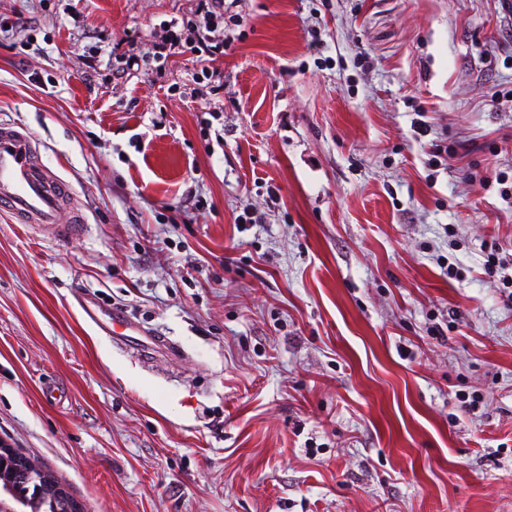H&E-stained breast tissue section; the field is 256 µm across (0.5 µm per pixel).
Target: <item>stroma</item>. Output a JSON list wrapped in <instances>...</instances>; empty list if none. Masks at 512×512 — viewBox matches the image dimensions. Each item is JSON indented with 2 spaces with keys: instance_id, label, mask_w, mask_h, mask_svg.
Here are the masks:
<instances>
[{
  "instance_id": "35a3bbf8",
  "label": "stroma",
  "mask_w": 512,
  "mask_h": 512,
  "mask_svg": "<svg viewBox=\"0 0 512 512\" xmlns=\"http://www.w3.org/2000/svg\"><path fill=\"white\" fill-rule=\"evenodd\" d=\"M196 7L0 0L87 218L0 215V440L84 512H512V0H233L214 122L118 60Z\"/></svg>"
}]
</instances>
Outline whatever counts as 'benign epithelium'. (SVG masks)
<instances>
[{
    "label": "benign epithelium",
    "instance_id": "benign-epithelium-1",
    "mask_svg": "<svg viewBox=\"0 0 512 512\" xmlns=\"http://www.w3.org/2000/svg\"><path fill=\"white\" fill-rule=\"evenodd\" d=\"M28 474L39 477L44 488L64 503L65 512H82L80 503L66 487L31 459L3 442H0V512H16L17 501L27 496L29 491L26 484L22 483Z\"/></svg>",
    "mask_w": 512,
    "mask_h": 512
}]
</instances>
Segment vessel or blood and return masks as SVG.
Masks as SVG:
<instances>
[{"mask_svg":"<svg viewBox=\"0 0 512 512\" xmlns=\"http://www.w3.org/2000/svg\"><path fill=\"white\" fill-rule=\"evenodd\" d=\"M0 212L61 239L77 236L85 223L71 185L43 164L30 132L9 124H0Z\"/></svg>","mask_w":512,"mask_h":512,"instance_id":"b4317fda","label":"vessel or blood"}]
</instances>
